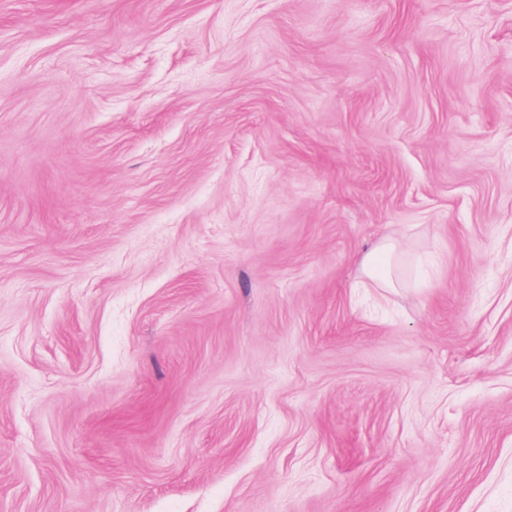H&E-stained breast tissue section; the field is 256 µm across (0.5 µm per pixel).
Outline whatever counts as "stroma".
I'll return each instance as SVG.
<instances>
[{"mask_svg":"<svg viewBox=\"0 0 512 512\" xmlns=\"http://www.w3.org/2000/svg\"><path fill=\"white\" fill-rule=\"evenodd\" d=\"M0 512H512V0H0Z\"/></svg>","mask_w":512,"mask_h":512,"instance_id":"stroma-1","label":"stroma"}]
</instances>
